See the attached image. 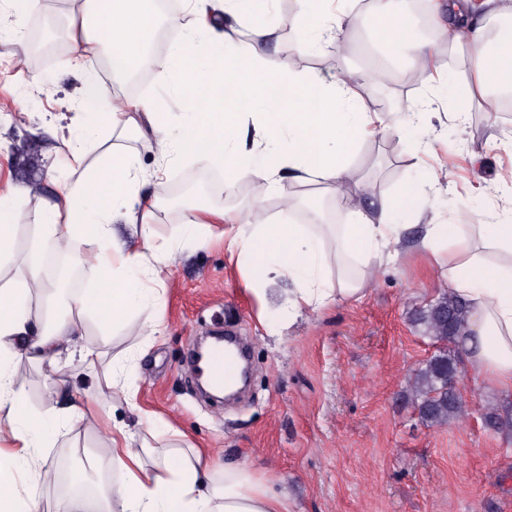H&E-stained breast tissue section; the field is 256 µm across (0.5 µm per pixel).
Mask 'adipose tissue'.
I'll return each mask as SVG.
<instances>
[{"mask_svg":"<svg viewBox=\"0 0 512 512\" xmlns=\"http://www.w3.org/2000/svg\"><path fill=\"white\" fill-rule=\"evenodd\" d=\"M195 23L172 44L159 82L180 96L186 110L181 123L146 100L110 101L96 71L85 61L105 48L113 82L149 67L148 51L159 14L153 0H84L80 24L72 36L76 66L83 69L79 108L85 122L69 129L60 150L82 164V145L94 138L99 116H106L119 137L102 161L45 199L35 224L23 269L0 285V415L11 422L0 431V512H33L20 468L39 465L38 451L54 442V433L82 418L83 408L64 401L40 410L16 388L17 361L56 365L77 354L92 362L91 348H75L88 323L110 329L141 306L157 304L163 274L175 246L161 238L152 209L168 176L172 159L188 157L224 170V187L233 190L240 177L257 176L263 191L284 178L298 182L320 179L340 186L353 181L360 142L375 132L403 125L419 129L413 155L429 149L430 114L420 109L386 121L358 108L359 79L351 75L329 87L309 73H283L257 45L247 55L226 54V34L210 21L211 13L250 25L255 38L270 33L271 0H187ZM327 0H302L298 28L316 33L317 44L338 41L345 21L327 24ZM375 15L385 34L383 46H407L420 66L431 54L414 41L409 18L395 0H377ZM499 21L495 38H486L484 20ZM439 25L451 43L469 46L478 60L477 81L486 112H495L501 95L512 94V5L503 0H441ZM149 139L158 164L144 171L137 153L122 138ZM27 193L14 186L0 189V256L15 247L19 209ZM417 193L379 201L374 209L356 207L347 224L333 225L326 240L315 224L225 223L223 211L207 215L191 211L181 226L186 242L223 245L243 274L245 290L263 297L270 277L285 275L293 285L286 306L263 319L269 335L306 311H315L365 295L382 269L396 264L404 250L423 256L432 273L448 278L449 295L463 299L468 319L461 344L471 368L502 392H512V214L490 215L473 225L466 212L454 223L426 224L412 243L403 240L404 218ZM133 234L119 240L118 223ZM66 256L68 266L90 269L92 288L78 294L65 311L47 318L33 313L31 301L44 286L48 252ZM359 262L355 275L341 269L342 258ZM152 436L166 438L159 453L136 444L128 425H113L92 455L95 466L119 476L98 493H70L57 512H288L284 497L256 476L249 465L212 467L186 438L160 419H148Z\"/></svg>","mask_w":512,"mask_h":512,"instance_id":"1","label":"adipose tissue"}]
</instances>
